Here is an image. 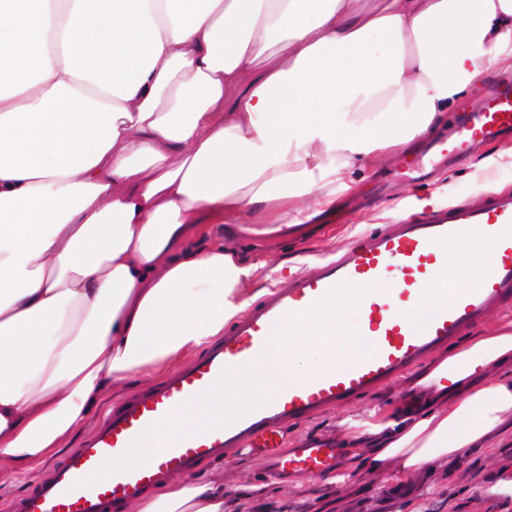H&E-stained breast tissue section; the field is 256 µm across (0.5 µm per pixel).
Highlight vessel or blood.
<instances>
[{"label": "vessel or blood", "mask_w": 512, "mask_h": 512, "mask_svg": "<svg viewBox=\"0 0 512 512\" xmlns=\"http://www.w3.org/2000/svg\"><path fill=\"white\" fill-rule=\"evenodd\" d=\"M512 131V83L498 86L481 111L465 115L455 137L437 143L440 154L463 156L477 141ZM487 242L478 284L436 300L419 301L448 268V251L466 243L472 230ZM393 279L394 296L374 284ZM349 282L367 287L358 305L357 330L373 347L371 355L339 360L308 379L281 385L273 400L233 424L167 443L147 464L85 485V478L109 458L123 454L150 425L213 384L224 368L252 362L263 353L275 324L300 307H312L333 288ZM512 304V190L487 195L484 203L459 202L426 218L398 219L363 235L312 274L296 277L273 292L185 367L151 388L112 407L80 448L31 493L12 499L8 512H121L123 506L169 479L192 473L225 450L262 455L267 470L286 476L302 472L322 477L336 472L342 455L334 440L309 437L283 449V426L368 394L413 369L436 351L457 343L492 310Z\"/></svg>", "instance_id": "vessel-or-blood-1"}]
</instances>
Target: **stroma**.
Segmentation results:
<instances>
[{
	"instance_id": "1",
	"label": "stroma",
	"mask_w": 512,
	"mask_h": 512,
	"mask_svg": "<svg viewBox=\"0 0 512 512\" xmlns=\"http://www.w3.org/2000/svg\"><path fill=\"white\" fill-rule=\"evenodd\" d=\"M412 149L387 158L374 169L354 172L357 189L339 197L334 215L326 217L318 231L303 237L289 226L273 236L241 234L225 238L226 247L276 265L300 257L299 270L311 272V258L346 248L364 231L387 224L397 209H411L414 199L438 197L442 204L456 201L478 203L487 194L512 189V136L479 144L454 166H431L423 182L396 179L395 174ZM416 378L408 372L400 380L362 397L326 409L284 428V445L296 447L308 436H322L344 443L351 423L382 420L410 399ZM148 379L136 377L119 386L95 405L60 449L67 456L89 436L107 407L151 387ZM345 483L329 488L304 473L274 478L264 472L257 455L226 453L223 459L206 461L197 475L223 476L229 499L245 498L247 512H512V443L485 452H473L452 463L433 466L393 483L386 476L352 469L349 460L340 463ZM255 484L268 487L266 497L247 499Z\"/></svg>"
}]
</instances>
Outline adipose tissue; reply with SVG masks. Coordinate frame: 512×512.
Returning <instances> with one entry per match:
<instances>
[{
  "label": "adipose tissue",
  "mask_w": 512,
  "mask_h": 512,
  "mask_svg": "<svg viewBox=\"0 0 512 512\" xmlns=\"http://www.w3.org/2000/svg\"><path fill=\"white\" fill-rule=\"evenodd\" d=\"M381 39L380 53L370 49ZM512 60V0H0V464L35 469L132 376L177 368L266 268L212 241L336 206L355 166L437 129ZM480 233L442 284L478 282ZM348 445L391 481L485 451L512 416V327ZM177 476L133 512H226Z\"/></svg>",
  "instance_id": "adipose-tissue-1"
}]
</instances>
